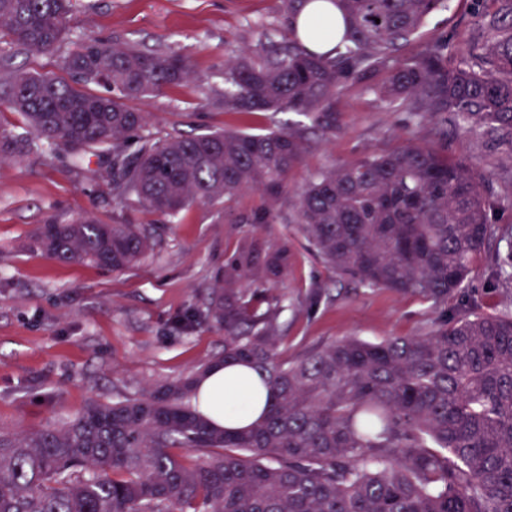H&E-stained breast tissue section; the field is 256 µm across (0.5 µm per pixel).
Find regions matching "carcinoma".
Listing matches in <instances>:
<instances>
[{
  "label": "carcinoma",
  "mask_w": 512,
  "mask_h": 512,
  "mask_svg": "<svg viewBox=\"0 0 512 512\" xmlns=\"http://www.w3.org/2000/svg\"><path fill=\"white\" fill-rule=\"evenodd\" d=\"M74 0H0V41L60 52L53 72L13 76L7 107L23 132L0 125V160L64 149L81 164L111 159L113 199L176 215L196 201L230 205L261 193L254 223H274L309 133L336 130L341 88L387 72L376 93L406 127L452 124L512 150V0L479 15L493 38L456 63L434 43L398 58L445 0H329L336 16L304 36L231 57L226 112H297L311 125L260 133L142 136L147 113L128 104L190 78L175 53L89 36L63 49ZM99 86L108 94L92 91ZM491 197L471 164L416 139L322 170L294 223L334 271L366 288L445 299L482 249L496 285L512 288V230L491 223ZM37 248L60 262L122 271L153 251L151 232L84 213L51 217ZM288 242L243 240L208 288L204 316L224 328V352L137 397L88 403L27 434L0 432V512H512V313H463L418 336H345L279 358L271 295L288 277ZM241 364L265 397L260 418L219 428L194 401L221 364Z\"/></svg>",
  "instance_id": "cac0c4a2"
}]
</instances>
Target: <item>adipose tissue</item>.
<instances>
[{
	"label": "adipose tissue",
	"mask_w": 512,
	"mask_h": 512,
	"mask_svg": "<svg viewBox=\"0 0 512 512\" xmlns=\"http://www.w3.org/2000/svg\"><path fill=\"white\" fill-rule=\"evenodd\" d=\"M242 367L216 368L200 386L199 410L205 418L222 427H243L256 420L262 409L252 389L231 388Z\"/></svg>",
	"instance_id": "ef3b65f1"
}]
</instances>
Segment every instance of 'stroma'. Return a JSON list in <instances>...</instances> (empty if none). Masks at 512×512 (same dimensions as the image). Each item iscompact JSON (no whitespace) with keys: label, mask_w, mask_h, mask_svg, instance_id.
<instances>
[{"label":"stroma","mask_w":512,"mask_h":512,"mask_svg":"<svg viewBox=\"0 0 512 512\" xmlns=\"http://www.w3.org/2000/svg\"><path fill=\"white\" fill-rule=\"evenodd\" d=\"M131 42L147 51L174 52L190 79L146 99L148 134L191 135L205 130L261 132L306 124L296 112H224V66L234 49H253L288 34L281 0H75L70 37L87 35ZM472 0H450L431 16L411 56L442 41L459 54L486 38ZM0 92L13 70L53 72L57 58L4 46ZM385 71L346 84L336 97L337 126L329 139L314 138L302 164L288 178L277 208L280 221L250 224L259 193H242L230 209L194 203L176 216L144 211L133 201L116 203L107 160L90 157L71 168L64 153L33 152L0 162V430L29 432L80 411L89 401L109 403L138 395L148 385L178 377L224 347V331L191 322L224 254L246 237L287 241L294 261L276 294L287 309L280 317L282 358L344 336L379 342L430 331L460 303L479 312L512 308L505 289L491 288L488 253H480L464 288L426 300L387 288H366L340 276L314 256L288 214L314 174L354 162L371 150L393 148L430 129L405 127L404 113L376 88ZM435 147L473 163L484 190L498 202L496 223L512 227V149L449 128ZM90 211L107 223L143 224L157 245L135 266L115 272L88 263L48 259L34 237L48 216L66 221Z\"/></svg>","instance_id":"1"}]
</instances>
